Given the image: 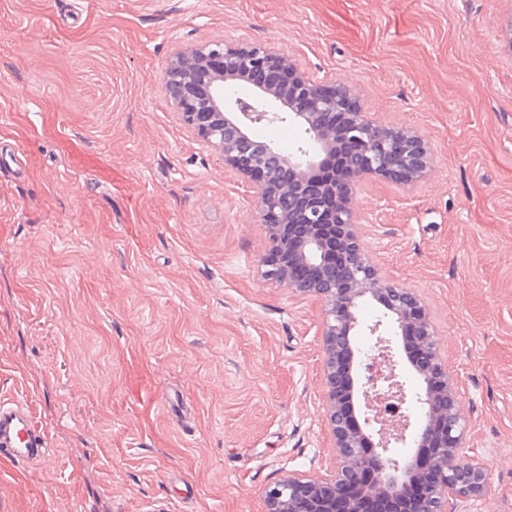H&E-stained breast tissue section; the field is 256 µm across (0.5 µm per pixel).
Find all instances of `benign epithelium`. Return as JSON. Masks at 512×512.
Wrapping results in <instances>:
<instances>
[{"label": "benign epithelium", "mask_w": 512, "mask_h": 512, "mask_svg": "<svg viewBox=\"0 0 512 512\" xmlns=\"http://www.w3.org/2000/svg\"><path fill=\"white\" fill-rule=\"evenodd\" d=\"M273 80L247 99L228 91L254 72ZM162 93L177 120L224 168L255 190V212L269 240L260 258L262 279L323 306L321 326L325 418L334 448L330 468L292 473L265 492L266 512H365L368 499L397 512H456L461 498L484 492L483 461L462 456L467 424L457 378L444 358L426 305L410 288L378 274L355 204L359 187L379 178L406 187L434 167L428 139L407 126H386L366 112L342 80L325 81L299 69L292 55L266 43L213 41L175 49ZM337 114L341 127L322 122ZM291 123L306 145L283 155L271 143L251 153L258 124ZM357 145L346 152L345 143ZM374 301L383 317L362 326L359 304ZM375 337L372 353L352 338ZM402 350L420 349L412 367L421 381V418L393 421L380 405L407 403L392 337ZM411 443L398 462L391 445Z\"/></svg>", "instance_id": "7a95c632"}]
</instances>
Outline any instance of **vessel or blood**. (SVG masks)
<instances>
[{
	"label": "vessel or blood",
	"mask_w": 512,
	"mask_h": 512,
	"mask_svg": "<svg viewBox=\"0 0 512 512\" xmlns=\"http://www.w3.org/2000/svg\"><path fill=\"white\" fill-rule=\"evenodd\" d=\"M50 451L48 435L29 406L0 400V457L31 465L45 460Z\"/></svg>",
	"instance_id": "vessel-or-blood-1"
}]
</instances>
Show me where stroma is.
I'll use <instances>...</instances> for the list:
<instances>
[{"label":"stroma","instance_id":"stroma-1","mask_svg":"<svg viewBox=\"0 0 512 512\" xmlns=\"http://www.w3.org/2000/svg\"><path fill=\"white\" fill-rule=\"evenodd\" d=\"M242 37L430 140L364 232L459 378V512H512V0H0V397L54 450L0 458V512H265L332 459L322 305L259 277L252 190L161 92L176 47Z\"/></svg>","mask_w":512,"mask_h":512}]
</instances>
